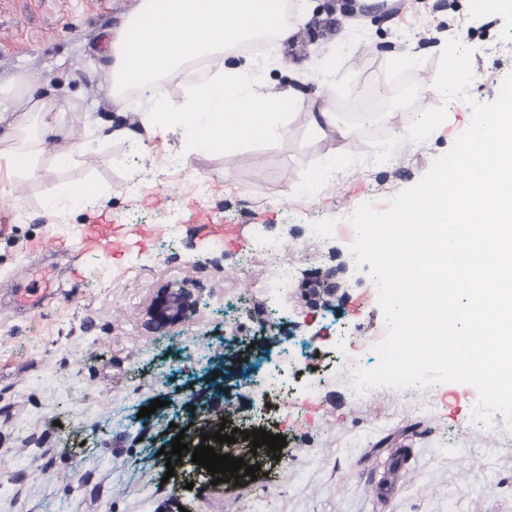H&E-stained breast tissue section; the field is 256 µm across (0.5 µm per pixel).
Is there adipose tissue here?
<instances>
[{
    "instance_id": "1",
    "label": "adipose tissue",
    "mask_w": 512,
    "mask_h": 512,
    "mask_svg": "<svg viewBox=\"0 0 512 512\" xmlns=\"http://www.w3.org/2000/svg\"><path fill=\"white\" fill-rule=\"evenodd\" d=\"M292 31L285 0H139L112 34L104 95L120 102L136 93L145 104L143 126L154 135H180L185 155L230 156L240 142L279 134L274 117L303 107V99L258 91L241 66L198 82L179 103L165 95L163 81L242 43L265 39L277 48ZM1 123L9 132L0 137V159L21 181L37 174L47 139L62 135V107L18 88L0 107Z\"/></svg>"
}]
</instances>
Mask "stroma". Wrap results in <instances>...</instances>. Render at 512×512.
Returning <instances> with one entry per match:
<instances>
[{
	"label": "stroma",
	"instance_id": "35a3bbf8",
	"mask_svg": "<svg viewBox=\"0 0 512 512\" xmlns=\"http://www.w3.org/2000/svg\"><path fill=\"white\" fill-rule=\"evenodd\" d=\"M139 0H0V86L26 79L53 88L66 125L89 149L65 165L47 145L40 173L16 192L0 193V292L52 265L69 291L35 318L0 306V512H512V433L472 425L478 391L466 383L398 390L377 387L354 398L338 362L342 341L375 366L373 344L387 325L367 268L350 252V215L373 203L384 211L450 150L473 117L472 103L496 99L512 73V11L473 12L469 0H290L306 21L292 43L224 66L250 63L266 90L293 91L334 107L362 90L394 92L406 76L410 107L445 106L448 119L425 141L404 142L389 162L373 160L371 139L316 138L308 107L277 118L281 135L245 142L229 158L184 157L178 135L143 132L137 113L100 91L111 64L109 38ZM477 47L469 101L441 103L430 89L449 40ZM336 76L323 82L325 65ZM319 167L332 181L307 197L297 186ZM140 183L127 190L129 178ZM90 181L101 195L83 205L50 200L69 184ZM242 226L245 239L272 238L283 260L297 259L292 288L261 292L266 263L248 248L198 235L190 206ZM156 225L159 235L132 239L119 259L88 249L78 229L98 217ZM332 224L331 240L312 243L309 227ZM66 242L62 257L30 253L45 233ZM145 267L138 278L126 267ZM337 269L340 290L311 302L308 269ZM192 293L189 320L156 326V298ZM259 339L256 379L211 388L206 367L234 354L238 338ZM305 355L321 379L302 408L273 413L272 434L285 436L264 475L214 492L165 480L150 448L183 414L232 395L241 419L268 411L262 378L292 355ZM459 395L455 409L442 393ZM163 408L140 417L153 400ZM393 489L383 493V479Z\"/></svg>",
	"mask_w": 512,
	"mask_h": 512
}]
</instances>
